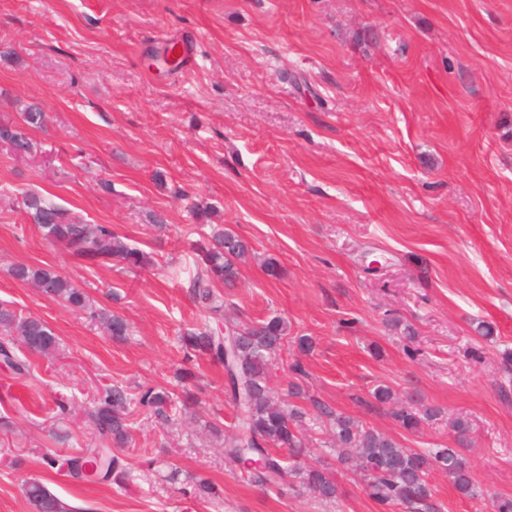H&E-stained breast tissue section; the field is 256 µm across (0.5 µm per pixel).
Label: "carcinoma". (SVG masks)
<instances>
[{
	"mask_svg": "<svg viewBox=\"0 0 512 512\" xmlns=\"http://www.w3.org/2000/svg\"><path fill=\"white\" fill-rule=\"evenodd\" d=\"M44 115L35 105L21 110V122L0 121V143L9 145L17 154H28L34 144L29 130L41 127ZM24 204L43 235L71 254L93 264L110 261L129 268H144L151 259L142 250L130 246L112 231L109 224H93L65 218L64 212L35 192L25 194ZM202 254L203 273L191 282V294L204 305L213 318L220 319L224 304L217 300L214 288L221 284L235 286L238 264L249 254V245L233 231L222 226L211 227V233L197 242ZM12 276L28 283L46 298L62 302L70 309H83L87 296L71 281L48 268L19 264ZM100 321L112 338L123 340L129 335L126 321L114 314L103 313ZM288 323L272 316L257 323L240 325L226 322L212 328L207 324L180 337L185 353L203 356L228 371L225 394L236 410L234 431L224 439V458L242 469L247 482L261 487H277L298 482L311 496L333 501L339 487L333 474L321 464L305 465L300 457L305 452L304 423L311 415L327 420L336 437V461L340 467L360 474L367 494L379 505L388 508L401 505L411 512H433L438 508L429 482L431 471L448 474L456 491L468 498L483 495L465 460L457 448H429L414 451L402 446L392 436L366 428L336 412L326 404L312 399L311 407H282L271 395L268 379L271 367L288 352L292 338ZM0 359L18 372L26 364L13 355L12 344L19 343L32 354L48 355L59 347L58 338L45 321L38 317H20L12 309L0 307ZM374 398L391 405V416L403 429L412 431L423 422L434 419L438 411H420L396 397L387 386H378ZM126 393L114 386L106 391L91 414L99 437L122 447L129 436ZM142 405L151 408L156 417L167 422L171 403L165 391L147 389L140 394ZM101 455L92 448L81 458L53 459L50 466L67 468L76 477L87 475L85 467ZM25 495L34 512H75V508L58 498L46 485L30 482Z\"/></svg>",
	"mask_w": 512,
	"mask_h": 512,
	"instance_id": "carcinoma-1",
	"label": "carcinoma"
}]
</instances>
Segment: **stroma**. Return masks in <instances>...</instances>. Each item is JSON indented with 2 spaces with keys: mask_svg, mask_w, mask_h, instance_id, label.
<instances>
[{
  "mask_svg": "<svg viewBox=\"0 0 512 512\" xmlns=\"http://www.w3.org/2000/svg\"><path fill=\"white\" fill-rule=\"evenodd\" d=\"M172 41L189 48L173 71L156 60ZM10 48L0 120L29 104L47 118L31 153L0 144V304L44 320L59 349L14 346L22 375L0 363V512H32L31 480L82 512H382L315 421L303 461L333 470L334 502L252 486L225 462L208 429L232 422L224 370L186 361L179 342L207 317L189 284L214 223L252 248L228 318L277 315L313 340L275 362L276 397L299 385L415 451L457 444L465 417L457 445L486 494L433 471L441 512L512 497V0H0ZM27 189L111 225L151 265H93L46 240ZM205 206L207 224L192 213ZM18 263L67 277L86 309L15 280ZM102 310L127 321L126 340ZM296 358L306 375L288 369ZM112 385L129 397V482L51 468L99 447L90 415ZM379 385L438 417L400 428ZM149 388L200 404L163 427L136 400ZM198 479L218 497H186Z\"/></svg>",
  "mask_w": 512,
  "mask_h": 512,
  "instance_id": "35a3bbf8",
  "label": "stroma"
}]
</instances>
